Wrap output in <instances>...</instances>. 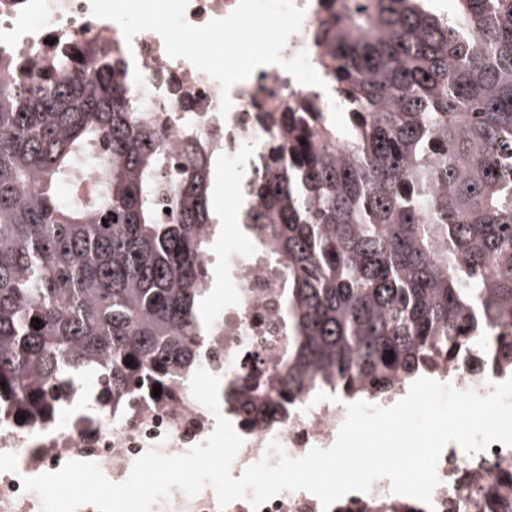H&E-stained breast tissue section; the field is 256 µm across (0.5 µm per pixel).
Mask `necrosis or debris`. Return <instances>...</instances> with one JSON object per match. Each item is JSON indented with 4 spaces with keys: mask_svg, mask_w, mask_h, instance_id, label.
<instances>
[{
    "mask_svg": "<svg viewBox=\"0 0 512 512\" xmlns=\"http://www.w3.org/2000/svg\"><path fill=\"white\" fill-rule=\"evenodd\" d=\"M303 8L300 30L290 36L281 56L289 60L306 52L316 61L315 30L327 7L325 0H295ZM113 47L134 78L133 90L147 112H163L171 120L158 128L171 156H178L185 136L202 147L219 146L224 165L237 167L244 152L258 153L263 132L255 121L259 112L283 111L289 95H308L312 88L299 83L279 65L257 68L246 80L223 92L220 84L183 58L170 57L163 38L145 30L125 40L114 21L92 15L90 0H0V49L46 52L65 50L73 40ZM232 107L221 115L223 96ZM232 266L229 282L235 305L215 317L216 331L203 354V369L224 378L232 391L236 376L272 369L285 342L274 314L278 278L262 269L250 249H230L225 254ZM500 336L477 338L471 354L456 360L435 358L427 378L452 385L456 390L490 394L494 384L512 378V372L490 364ZM104 387L73 390L58 422L20 426L10 412L0 414V512H42L39 495L26 490L23 480L59 470L71 461L95 462L111 481L124 482L135 461L151 448L179 455L205 443L215 429L216 415L228 419L243 444L232 464L233 477L258 462L271 442L300 458L314 447L330 448L346 417L345 401L333 395L309 396L281 413L274 424L243 425L236 409L221 403L212 414L190 389L173 386L164 395H134L120 409L106 403ZM512 474V446L499 442L473 454L449 444L436 466L437 484L431 503L397 495L388 478L377 479L370 491L351 492L323 508L307 491H284L252 509L242 498L220 506L213 487L189 498L172 489L152 512H512V490L504 480Z\"/></svg>",
    "mask_w": 512,
    "mask_h": 512,
    "instance_id": "obj_1",
    "label": "necrosis or debris"
}]
</instances>
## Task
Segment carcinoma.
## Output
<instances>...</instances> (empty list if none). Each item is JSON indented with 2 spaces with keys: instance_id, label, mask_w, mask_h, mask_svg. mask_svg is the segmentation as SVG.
<instances>
[{
  "instance_id": "carcinoma-1",
  "label": "carcinoma",
  "mask_w": 512,
  "mask_h": 512,
  "mask_svg": "<svg viewBox=\"0 0 512 512\" xmlns=\"http://www.w3.org/2000/svg\"><path fill=\"white\" fill-rule=\"evenodd\" d=\"M329 2L315 36L341 122L304 98L259 113L245 179L287 336L240 379L246 425L328 390L383 398L437 352L512 336V0ZM126 82L104 44L0 50V409L27 420L76 378L117 406L132 379L186 386L201 364L212 156L188 138L164 181L165 118ZM84 180L88 201L58 195Z\"/></svg>"
}]
</instances>
